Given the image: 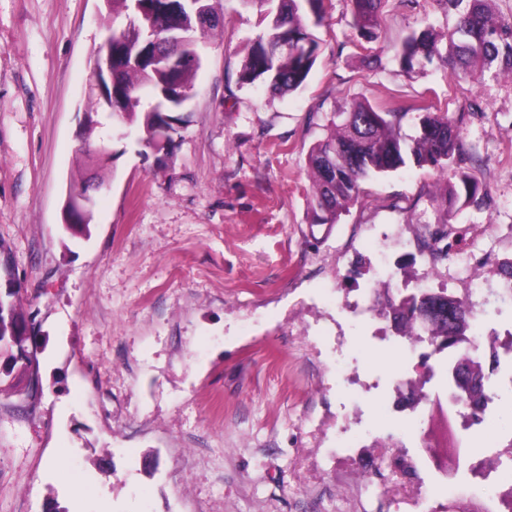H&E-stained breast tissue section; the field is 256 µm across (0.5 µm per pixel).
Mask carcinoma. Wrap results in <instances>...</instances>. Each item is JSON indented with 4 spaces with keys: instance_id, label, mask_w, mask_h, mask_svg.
Returning a JSON list of instances; mask_svg holds the SVG:
<instances>
[{
    "instance_id": "obj_1",
    "label": "carcinoma",
    "mask_w": 512,
    "mask_h": 512,
    "mask_svg": "<svg viewBox=\"0 0 512 512\" xmlns=\"http://www.w3.org/2000/svg\"><path fill=\"white\" fill-rule=\"evenodd\" d=\"M265 8L267 20L263 36L256 40L242 65L241 79L257 80L276 93H289L302 87L321 51L314 28L329 16L326 0H242ZM388 0H347L350 25L367 42L375 38L379 17ZM445 15H454L447 31L439 32L427 21L413 29L398 45L394 58L408 74L423 71L421 63L448 67L457 81H480L486 75L512 76V14L496 15L493 0H434ZM154 31L149 37L134 24L112 32V72L116 79L96 94L97 108L88 113V133L99 125L96 119L107 114L112 125L127 132H138V142L163 161L177 148L175 123L186 98L181 91L193 87L197 68L190 63H172L160 47L181 39L176 54L195 59L201 56L206 32H198V20L181 0H146ZM112 15L139 16L133 0H109ZM325 134L307 154L312 180V223L333 225L349 210L362 192V183L394 173L407 166L439 172L454 171L459 184L447 185L438 200V223H450L454 205L481 206L479 183L466 172L471 158L462 151L460 129L463 114L431 112L417 101L398 102L390 107L374 106L365 98H353L341 112L324 116ZM412 121L415 135L402 133L403 123ZM91 222L85 209L65 228L74 236L85 235ZM13 290L0 294L4 312L0 314L1 377L14 371L33 378L31 363L16 357V349L29 343L24 327L33 312L24 308L21 288L10 280ZM425 299H440L453 308L468 333L471 305L445 292L423 291ZM396 336H430L432 344L450 335L448 321L423 324L406 300H388L378 309Z\"/></svg>"
}]
</instances>
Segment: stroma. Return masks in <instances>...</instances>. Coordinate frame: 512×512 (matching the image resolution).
<instances>
[{"label": "stroma", "instance_id": "obj_1", "mask_svg": "<svg viewBox=\"0 0 512 512\" xmlns=\"http://www.w3.org/2000/svg\"><path fill=\"white\" fill-rule=\"evenodd\" d=\"M217 8L179 146L160 165L112 127L86 130L101 0H0V244L39 311L42 384L0 392V512H475L401 434L337 447L338 429L375 412L351 392L387 391L390 360L362 350L345 391L336 348L356 347L340 307L369 286L373 236L393 287L464 298L477 276L492 303L512 287L500 273L512 259V80L402 72L393 46L420 20L449 24L432 0L386 6L369 55L345 0H330L306 86L275 94L240 80L265 28L258 6ZM355 97L464 113L486 206L461 209L435 240L446 179L406 167L365 182L337 224L311 223L309 115ZM89 147L110 159L90 234L73 238L62 208Z\"/></svg>", "mask_w": 512, "mask_h": 512}]
</instances>
